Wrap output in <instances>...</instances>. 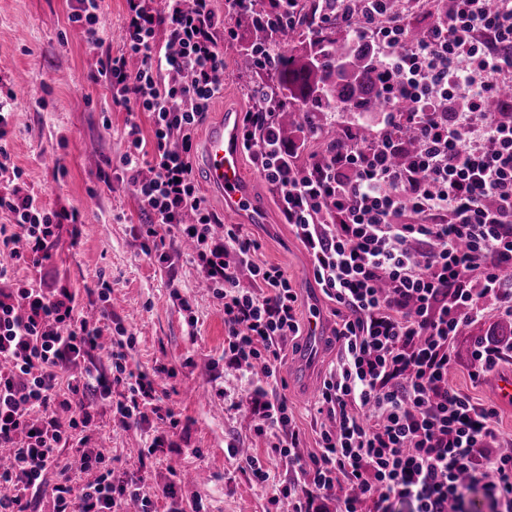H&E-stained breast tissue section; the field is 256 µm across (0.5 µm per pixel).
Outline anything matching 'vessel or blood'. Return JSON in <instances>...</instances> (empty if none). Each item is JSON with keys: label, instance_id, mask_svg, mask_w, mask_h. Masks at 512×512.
Here are the masks:
<instances>
[{"label": "vessel or blood", "instance_id": "vessel-or-blood-1", "mask_svg": "<svg viewBox=\"0 0 512 512\" xmlns=\"http://www.w3.org/2000/svg\"><path fill=\"white\" fill-rule=\"evenodd\" d=\"M242 130L239 113L228 112L211 126L200 158L207 182L224 198V214L235 224H264L265 207L256 199L247 178L241 150ZM307 347L304 359H314L325 338V324L319 313H312L306 325ZM495 401L512 407V369L496 374L490 385Z\"/></svg>", "mask_w": 512, "mask_h": 512}]
</instances>
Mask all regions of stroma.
I'll return each mask as SVG.
<instances>
[{
  "label": "stroma",
  "instance_id": "obj_1",
  "mask_svg": "<svg viewBox=\"0 0 512 512\" xmlns=\"http://www.w3.org/2000/svg\"><path fill=\"white\" fill-rule=\"evenodd\" d=\"M76 5V0H0V107L8 114L0 143L41 204L68 215L49 239L42 284L74 289L80 302L101 317L104 338L114 336V321L122 319L136 336L129 354L132 368L150 372L158 365L167 367L158 383L166 392L163 405L180 415L182 451L154 459L156 486L168 483L173 469L199 473L202 481L180 483L177 496L199 504L201 512H276L270 493L251 480L232 454L245 448L265 457L267 439L255 433L247 413L230 406L243 381L238 370L224 363V310L202 287L197 264L178 238H165L167 261L145 254L139 226L146 217L133 188L122 182L114 166L125 149L129 114L111 107L107 87L90 80L89 73L100 59L121 49L126 2L101 0L95 49L68 21ZM234 53V46H225L224 96L211 104L195 132L196 142H203L225 110L242 113L249 106L247 83L230 64ZM244 167L256 197L268 209L267 223L243 227L260 244L258 261L285 272L298 293L300 315H307L314 303L324 317L328 334L323 354L309 375L322 382L338 352L335 305L315 283L310 258L252 156H245ZM76 223L83 229L77 239L71 235ZM101 280L112 287L105 302L91 293ZM485 339L511 341L512 321L488 317L466 326L454 343L457 364L448 382L473 402L488 405L492 399L486 381L470 376L472 349ZM304 344L301 335L285 341L281 375L302 453L308 456L318 450L320 417L312 408L316 395L298 373ZM89 445L111 458L116 475L126 477L147 439L139 430L114 426L112 404L101 400Z\"/></svg>",
  "mask_w": 512,
  "mask_h": 512
}]
</instances>
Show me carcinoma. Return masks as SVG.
Instances as JSON below:
<instances>
[{
  "mask_svg": "<svg viewBox=\"0 0 512 512\" xmlns=\"http://www.w3.org/2000/svg\"><path fill=\"white\" fill-rule=\"evenodd\" d=\"M269 0H252L247 18L245 43L235 59L237 70L250 76L252 89H272L284 100L282 113L323 112L336 106L348 112H377L383 106L375 61L368 46L355 44L341 26H322L315 14L316 0H299L292 33L298 39L284 42L277 66L263 74L254 72L252 49L269 38L275 25ZM275 133L287 141L308 131L306 122L275 117ZM324 142L322 155L348 148L347 135L330 126L319 127Z\"/></svg>",
  "mask_w": 512,
  "mask_h": 512,
  "instance_id": "cac0c4a2",
  "label": "carcinoma"
}]
</instances>
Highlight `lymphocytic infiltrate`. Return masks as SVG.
Listing matches in <instances>:
<instances>
[{
    "mask_svg": "<svg viewBox=\"0 0 512 512\" xmlns=\"http://www.w3.org/2000/svg\"><path fill=\"white\" fill-rule=\"evenodd\" d=\"M298 0H272L281 20L254 58L273 69L277 45ZM320 19L369 44L380 65L383 128L343 153L313 160L296 177L274 135L279 105L255 92L243 117L242 147L273 186L305 247L313 278L341 322L335 363L314 404L329 425L318 452L302 440L279 389L282 343L299 335L298 294L284 271L258 263L259 243L240 225L215 239L216 218L194 175L193 135L224 94L225 18L251 0H126L122 49L102 62L113 106L129 112L119 157L147 222L144 240L188 239L197 265L224 309V361L247 376L234 408L247 409L290 478L272 477L258 457L244 469L270 490L281 512H314L336 496L337 512H448L464 486L481 487L512 512V453H502L497 410L448 385L453 340L462 325L495 314L512 318V98L489 112L487 100L512 89V0H452L424 36L410 40L417 0H320ZM404 109H395V102ZM152 126L145 139L136 113ZM415 132L410 147L402 132ZM149 166L151 177L141 175ZM0 512H155L146 462L180 452V420L162 407L155 380L128 366L135 338L117 324L103 349L97 320L67 287H14L19 266L41 270L53 234L52 211L17 181L0 148ZM112 402L116 426L165 428L139 455L135 477H115L89 447L97 400Z\"/></svg>",
    "mask_w": 512,
    "mask_h": 512,
    "instance_id": "lymphocytic-infiltrate-1",
    "label": "lymphocytic infiltrate"
}]
</instances>
